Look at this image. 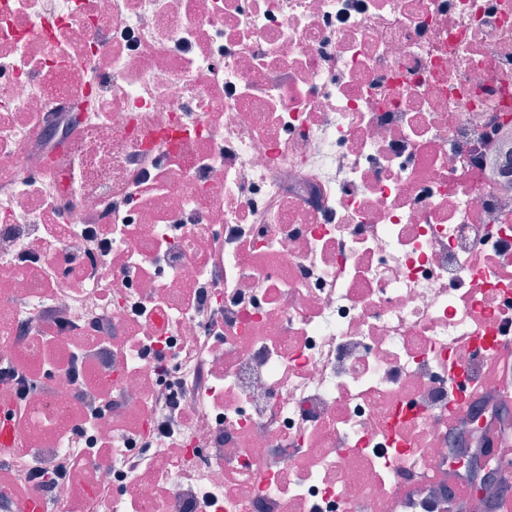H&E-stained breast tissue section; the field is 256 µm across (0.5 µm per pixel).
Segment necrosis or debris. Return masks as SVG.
<instances>
[{
  "mask_svg": "<svg viewBox=\"0 0 512 512\" xmlns=\"http://www.w3.org/2000/svg\"><path fill=\"white\" fill-rule=\"evenodd\" d=\"M510 126L512 0H0L6 512H454L449 428L512 395ZM85 252L95 259V262L89 270V274L92 276L98 272L101 265L111 264L112 262V256L109 253V249L104 245V241L99 240L92 233L87 234L85 237ZM154 394L158 408L161 410L158 414L162 420L161 426H169L174 423L191 420L194 417L191 408L172 402L169 395L164 391L156 390Z\"/></svg>",
  "mask_w": 512,
  "mask_h": 512,
  "instance_id": "1",
  "label": "necrosis or debris"
}]
</instances>
